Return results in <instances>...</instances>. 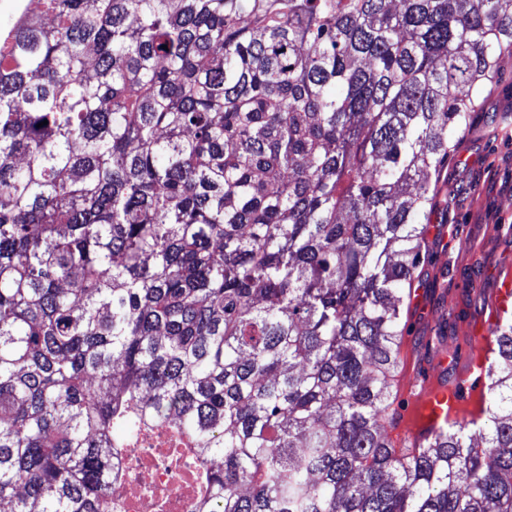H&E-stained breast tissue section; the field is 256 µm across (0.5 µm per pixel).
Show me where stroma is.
<instances>
[{"mask_svg":"<svg viewBox=\"0 0 512 512\" xmlns=\"http://www.w3.org/2000/svg\"><path fill=\"white\" fill-rule=\"evenodd\" d=\"M502 118L497 136L485 135L489 116ZM453 192L430 217L432 260L419 279L423 308L408 321L404 352L412 362L435 366L424 345L438 307L459 313L456 336L469 335L470 321L485 307L498 271L512 267V62L486 90L471 135L459 138L446 169Z\"/></svg>","mask_w":512,"mask_h":512,"instance_id":"1","label":"stroma"}]
</instances>
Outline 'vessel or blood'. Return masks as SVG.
Returning <instances> with one entry per match:
<instances>
[{
  "instance_id": "vessel-or-blood-1",
  "label": "vessel or blood",
  "mask_w": 512,
  "mask_h": 512,
  "mask_svg": "<svg viewBox=\"0 0 512 512\" xmlns=\"http://www.w3.org/2000/svg\"><path fill=\"white\" fill-rule=\"evenodd\" d=\"M512 313V278L503 277L489 303L472 326V341L456 362L457 385L441 380V368L419 372L409 369L401 381L407 406L402 412L400 434L420 440L438 432L451 420L478 415L484 393V370L494 352L492 338L507 313Z\"/></svg>"
}]
</instances>
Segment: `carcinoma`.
Listing matches in <instances>:
<instances>
[{"instance_id": "obj_1", "label": "carcinoma", "mask_w": 512, "mask_h": 512, "mask_svg": "<svg viewBox=\"0 0 512 512\" xmlns=\"http://www.w3.org/2000/svg\"><path fill=\"white\" fill-rule=\"evenodd\" d=\"M507 59L512 0L22 6L0 28V507L107 512L165 428L203 466L198 512H512V321L483 422L396 433L443 171Z\"/></svg>"}]
</instances>
